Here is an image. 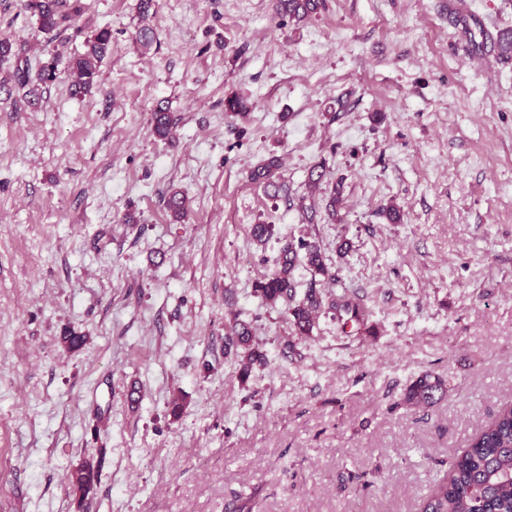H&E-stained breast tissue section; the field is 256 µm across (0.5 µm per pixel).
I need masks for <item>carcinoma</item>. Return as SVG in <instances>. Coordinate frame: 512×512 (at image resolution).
Listing matches in <instances>:
<instances>
[{
  "label": "carcinoma",
  "mask_w": 512,
  "mask_h": 512,
  "mask_svg": "<svg viewBox=\"0 0 512 512\" xmlns=\"http://www.w3.org/2000/svg\"><path fill=\"white\" fill-rule=\"evenodd\" d=\"M325 0H276V12L291 21L301 22L324 8ZM26 9L36 17L42 33L53 38L68 32L82 33L78 21L85 12L84 0H26ZM112 32L107 28L86 37L87 50L73 58L68 68L72 75L71 90L77 96L88 94L97 84L98 65L108 54ZM10 63L9 81L35 96L41 86L54 83L59 76L60 58L53 56L44 62L37 73L30 72L25 49L8 37L0 38V66ZM176 119L169 106L160 101L152 110L154 134L166 139L171 135ZM252 182L264 188L278 187L282 178L280 158L271 156L250 170ZM167 209L173 221L186 219L187 203L184 196L174 191L167 199ZM304 265L313 275H326L320 247L311 241H287L281 248L273 273L258 282L257 291L271 303H283L295 333L309 335L315 320L323 309L347 315L345 322H359L358 304L346 296L328 301L310 287L303 298L296 299L294 271ZM241 348L246 352L241 374L249 376L254 365L265 362L264 354L253 347L251 325L235 322L232 332L225 337V350ZM444 379L427 371L417 377L406 389L404 403L409 407L427 408L447 394ZM102 459H84L69 471L67 479L81 507L93 496L97 487ZM421 512H512V404L503 406L496 416L472 437L467 448L454 458L441 479L423 496Z\"/></svg>",
  "instance_id": "cac0c4a2"
}]
</instances>
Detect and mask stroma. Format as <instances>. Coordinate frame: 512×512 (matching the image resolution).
Here are the masks:
<instances>
[{"mask_svg": "<svg viewBox=\"0 0 512 512\" xmlns=\"http://www.w3.org/2000/svg\"><path fill=\"white\" fill-rule=\"evenodd\" d=\"M138 2L87 0L82 35L51 42L0 0L34 70L112 32L91 93L0 89V512H420L512 403V59L493 47L512 0H465L463 25L449 0H326L300 24L275 0H157L146 50ZM273 154L276 193L249 179ZM318 165L339 222L298 208ZM300 239L329 273L297 267L298 290L347 294L363 327L324 312L296 336L257 295ZM234 318L266 358L246 377ZM426 371L447 395L406 407ZM96 454L81 508L66 475ZM176 119L170 111L169 106L164 102H157L152 110V126L154 134L166 139L171 135Z\"/></svg>", "mask_w": 512, "mask_h": 512, "instance_id": "stroma-1", "label": "stroma"}]
</instances>
